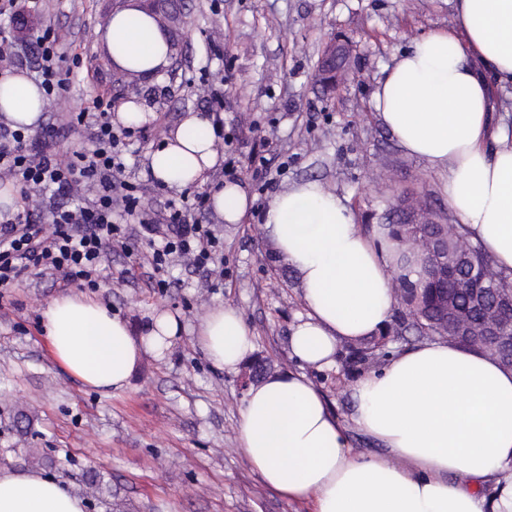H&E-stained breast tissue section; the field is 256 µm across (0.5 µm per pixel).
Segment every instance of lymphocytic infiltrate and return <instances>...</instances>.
Returning a JSON list of instances; mask_svg holds the SVG:
<instances>
[{
	"label": "lymphocytic infiltrate",
	"instance_id": "lymphocytic-infiltrate-1",
	"mask_svg": "<svg viewBox=\"0 0 512 512\" xmlns=\"http://www.w3.org/2000/svg\"><path fill=\"white\" fill-rule=\"evenodd\" d=\"M23 45L36 55L49 118L39 137L0 124V179L20 187L16 212L0 216V290L17 285L31 269L55 285L98 288L112 268L113 245L124 243L135 223L150 237L143 265L158 271L180 259L223 280L224 268L216 259L224 244L197 218L206 209L209 191L146 206L150 186L123 177L130 132L114 128L111 94L100 92L77 113L62 110L59 33L48 25L33 36L1 37L0 68L15 66ZM78 126L87 134L88 149L59 147L60 132ZM35 197L45 201L49 224H40L30 211L28 203Z\"/></svg>",
	"mask_w": 512,
	"mask_h": 512
}]
</instances>
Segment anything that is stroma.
Wrapping results in <instances>:
<instances>
[{"label":"stroma","mask_w":512,"mask_h":512,"mask_svg":"<svg viewBox=\"0 0 512 512\" xmlns=\"http://www.w3.org/2000/svg\"><path fill=\"white\" fill-rule=\"evenodd\" d=\"M125 0H43L30 28L53 25L72 51L88 56L97 81L72 69L64 93L80 111L103 89L115 103L133 100L151 118L134 142L125 176L152 183L147 156L184 112L208 111L205 81L224 79V137L220 154L233 156V182L253 202L239 223L213 210L202 223L224 242V280L204 273L183 279L179 267L160 271L167 292L147 288L144 269L115 279L130 255L147 252L138 235L112 252L111 275L97 289L52 286L28 276L0 298V470L31 469L61 481L93 502V512H314L308 500H289L268 486L239 448L242 377L263 364L269 373L297 369L290 328L304 312L299 279L265 233L268 202L288 185L317 180L345 197L355 221L377 224L394 197L424 196L448 215L442 182L407 155L380 123L372 93L395 56L429 31L457 25L456 0H178L182 23L172 38L173 61L146 79L115 71L102 37L112 11ZM350 38L354 73L336 91L315 83L326 43ZM93 299L139 332L145 317L167 312L184 326L164 359L144 353L122 389L104 394L62 370L42 332L47 305L65 296ZM236 309L253 348L239 370L216 367L194 336L213 307ZM345 428L350 448L376 451L352 420L350 388L357 371L345 359L335 368L305 370Z\"/></svg>","instance_id":"stroma-1"}]
</instances>
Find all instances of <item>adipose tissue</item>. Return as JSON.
Returning <instances> with one entry per match:
<instances>
[{"instance_id":"adipose-tissue-1","label":"adipose tissue","mask_w":512,"mask_h":512,"mask_svg":"<svg viewBox=\"0 0 512 512\" xmlns=\"http://www.w3.org/2000/svg\"><path fill=\"white\" fill-rule=\"evenodd\" d=\"M461 21L414 39L386 67L374 109L397 144L444 179L449 210L497 268L512 271V135L494 126L492 86L512 85V0H457ZM115 67L154 76L172 40L152 11L113 12L105 34ZM44 92L25 73L0 72V119L42 124ZM205 112H187L149 157L170 189L205 182L218 164ZM252 203L238 183L211 192L215 213L239 223ZM265 231L299 276L306 312L289 346L301 363L329 368L341 344L377 335L394 305L393 257L356 224L342 198L318 181L269 202ZM42 324L52 353L74 378L102 393L123 388L146 350L164 358L183 326L154 313L140 337L127 321L82 296L54 300ZM209 360L234 371L252 349L240 314L219 305L202 319ZM354 420L379 441L352 454L343 428L304 374L267 376L245 398L239 448L264 481L315 512H512V369L495 356L438 341L392 356L352 386ZM0 512H84L62 482L35 471H0Z\"/></svg>"}]
</instances>
